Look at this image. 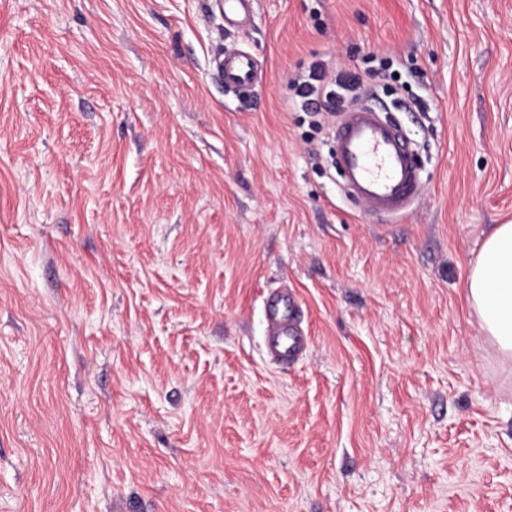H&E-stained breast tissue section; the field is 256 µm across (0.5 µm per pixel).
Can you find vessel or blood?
<instances>
[{
    "label": "vessel or blood",
    "instance_id": "1",
    "mask_svg": "<svg viewBox=\"0 0 512 512\" xmlns=\"http://www.w3.org/2000/svg\"><path fill=\"white\" fill-rule=\"evenodd\" d=\"M230 25H239L254 9V0H215ZM217 70L225 85L240 90L254 87L258 69L253 55L236 48L223 55ZM334 160L347 190L376 218L410 214L421 193L420 172L402 128L389 121L381 108L364 104L344 111L333 135ZM297 304L288 293L269 296L264 304L265 348L275 361L293 362L309 348L295 319Z\"/></svg>",
    "mask_w": 512,
    "mask_h": 512
}]
</instances>
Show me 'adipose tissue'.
<instances>
[{
  "instance_id": "1",
  "label": "adipose tissue",
  "mask_w": 512,
  "mask_h": 512,
  "mask_svg": "<svg viewBox=\"0 0 512 512\" xmlns=\"http://www.w3.org/2000/svg\"><path fill=\"white\" fill-rule=\"evenodd\" d=\"M465 292L485 335L512 358V224L492 227L466 278Z\"/></svg>"
}]
</instances>
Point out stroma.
<instances>
[{"label": "stroma", "instance_id": "1", "mask_svg": "<svg viewBox=\"0 0 512 512\" xmlns=\"http://www.w3.org/2000/svg\"><path fill=\"white\" fill-rule=\"evenodd\" d=\"M316 60L411 140L408 217L294 108ZM508 222L512 0H0V512H512V359L464 290ZM214 2L224 13V22L233 26L243 23L254 9V0H214ZM216 68L226 86L250 90L257 81L258 69L255 58L240 48L223 55ZM297 303L287 292L269 296L264 304L265 348L275 361L293 362L309 348L307 336L295 319Z\"/></svg>", "mask_w": 512, "mask_h": 512}]
</instances>
